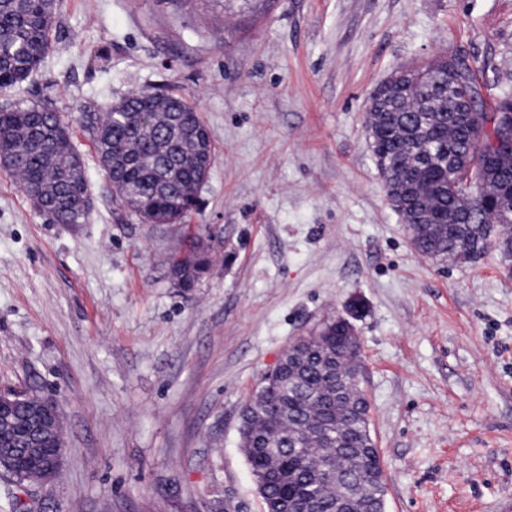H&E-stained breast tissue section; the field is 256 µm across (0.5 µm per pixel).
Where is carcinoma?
Wrapping results in <instances>:
<instances>
[{"label":"carcinoma","mask_w":512,"mask_h":512,"mask_svg":"<svg viewBox=\"0 0 512 512\" xmlns=\"http://www.w3.org/2000/svg\"><path fill=\"white\" fill-rule=\"evenodd\" d=\"M56 8V0H0V91L22 84L38 68L51 46ZM456 75L475 94L478 118L457 112L444 57L397 72L374 96L367 126L377 168L392 187V206L420 251L466 263L489 252L488 220L512 235V119L497 123L478 68L464 60ZM86 118L118 199L142 222L176 224L196 206L214 150L189 99L139 90ZM1 151L18 155L13 175L23 192L37 189L51 204L91 194L68 127L49 105L0 110ZM209 263L198 244L169 264L170 274L188 286ZM357 358L332 320L298 357L297 372L262 383L243 406L240 447L251 473L266 475L257 484L266 512H286L288 498L306 488L319 512H334L349 487L313 483L328 460L341 471L374 472L358 492L385 508L383 469L361 388L348 386L336 408L326 405L337 371L353 370ZM312 422L330 439L314 436Z\"/></svg>","instance_id":"obj_1"}]
</instances>
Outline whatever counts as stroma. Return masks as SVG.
<instances>
[{"label": "stroma", "instance_id": "35a3bbf8", "mask_svg": "<svg viewBox=\"0 0 512 512\" xmlns=\"http://www.w3.org/2000/svg\"><path fill=\"white\" fill-rule=\"evenodd\" d=\"M512 84V0H57L0 109L52 103L93 208L55 224L0 170V392L55 402L58 477L0 470V512H265L240 411L289 342L339 316L386 512H512V254L417 252L370 148L395 72L455 52ZM192 98L216 161L181 223L117 200L82 122L129 91ZM211 263L169 275L192 241Z\"/></svg>", "mask_w": 512, "mask_h": 512}]
</instances>
